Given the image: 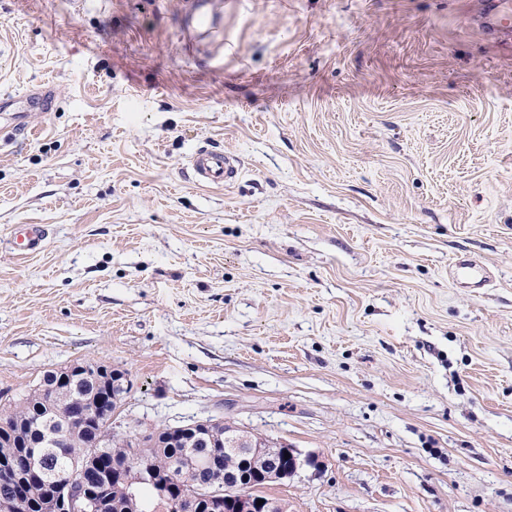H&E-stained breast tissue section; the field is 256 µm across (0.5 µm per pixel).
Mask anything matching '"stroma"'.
<instances>
[{"mask_svg": "<svg viewBox=\"0 0 512 512\" xmlns=\"http://www.w3.org/2000/svg\"><path fill=\"white\" fill-rule=\"evenodd\" d=\"M0 0V398L94 360L288 512H512V52L482 0ZM236 181L198 185L197 148ZM39 249L17 254L21 225ZM491 273L453 278L458 256ZM266 442L262 437H257L252 443L253 448H249L245 454L246 465L250 466L258 476L264 480H288L294 476L300 467L304 464H310L311 459H301L300 455L290 453V462L285 459V453H288V447H279L281 462H277V452L274 449L266 448Z\"/></svg>", "mask_w": 512, "mask_h": 512, "instance_id": "35a3bbf8", "label": "stroma"}]
</instances>
